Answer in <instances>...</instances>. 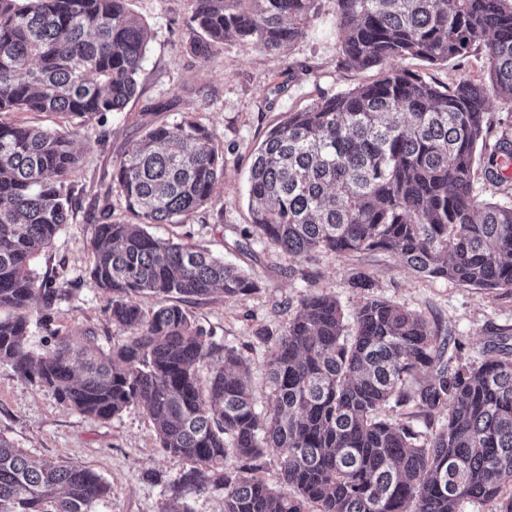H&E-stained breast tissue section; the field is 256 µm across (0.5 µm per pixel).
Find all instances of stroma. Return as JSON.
Listing matches in <instances>:
<instances>
[{
  "mask_svg": "<svg viewBox=\"0 0 512 512\" xmlns=\"http://www.w3.org/2000/svg\"><path fill=\"white\" fill-rule=\"evenodd\" d=\"M129 10L149 26L151 38L138 91L123 111L105 123L78 125L50 112H21L16 121L72 138L79 155L70 177L72 210L51 245L37 255L39 278L54 282L64 295L53 307L55 328L74 340L92 334L103 348L121 345L127 332L109 321L108 295L89 284L95 227L112 166L131 152L155 121L193 113L213 129L224 151V176L206 207L177 224H153L154 236L207 247L225 262L246 270L257 291L227 299L216 293L181 300L187 315L210 334L212 365L235 349L250 367L257 410L268 405L264 331L280 335L300 301L326 294L352 315L367 298L378 296L424 316L442 335L458 339L462 362L480 364L491 341L512 336V291L481 293L457 282L412 271L398 256L383 253L339 255L319 251L300 260L248 236V187L254 151L287 112L377 79L378 70L343 65L336 28V0H320L317 17L303 39L279 53L225 41L207 61L187 46L191 0H127ZM404 66L427 81L448 85L461 76L485 79L481 58L469 55L441 65L408 59ZM366 274L371 287L352 279ZM0 435L34 461L64 460L97 473L109 486L96 512H162L166 485L192 466L160 447L151 422L130 407L101 420L61 404L51 389L0 365Z\"/></svg>",
  "mask_w": 512,
  "mask_h": 512,
  "instance_id": "35a3bbf8",
  "label": "stroma"
}]
</instances>
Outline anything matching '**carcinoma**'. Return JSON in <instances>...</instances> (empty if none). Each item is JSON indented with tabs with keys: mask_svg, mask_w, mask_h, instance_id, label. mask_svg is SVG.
<instances>
[{
	"mask_svg": "<svg viewBox=\"0 0 512 512\" xmlns=\"http://www.w3.org/2000/svg\"><path fill=\"white\" fill-rule=\"evenodd\" d=\"M319 0H192L187 48L206 60L234 37L277 51L306 34ZM343 62L379 79L287 112L257 148L249 208L257 238L298 258L386 251L412 270L480 292L512 289V202L477 203L475 178L512 181L498 163L512 140L487 142V102L512 105V0H336ZM150 31L125 0H0V115L56 112L84 123L124 109L138 89ZM476 52L488 83L448 86L400 65ZM73 141L0 119V364L51 389L73 411L110 419L139 406L160 447L196 467L169 485L224 490V512H462L472 501L512 512V344L477 366L453 363L449 341L421 315L370 298L351 323L335 298L301 301L281 335L259 334L270 405L256 411L244 360L214 346L176 304L147 313L143 296L226 298L257 288L243 271L191 244L153 237L211 204L224 175L216 133L189 115L147 128L112 166V191L135 217L105 222L92 241L90 285L112 296L108 318L129 332L109 350L49 331L25 343L41 302L44 326L62 294L33 259L69 223ZM414 404V431L380 414ZM280 453L276 491L256 475ZM245 462L227 472L225 462ZM108 486L89 469L32 463L0 435V512H95Z\"/></svg>",
	"mask_w": 512,
	"mask_h": 512,
	"instance_id": "cac0c4a2",
	"label": "carcinoma"
}]
</instances>
